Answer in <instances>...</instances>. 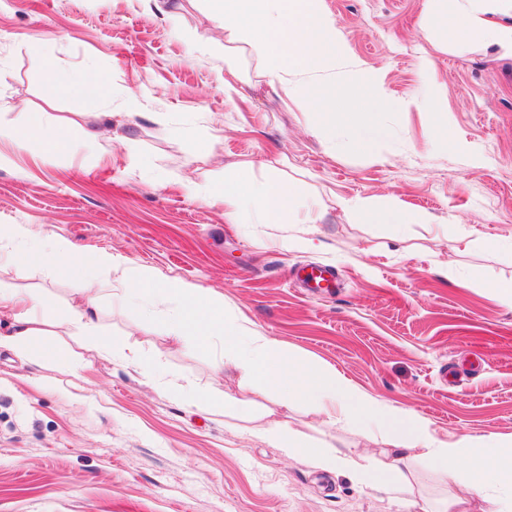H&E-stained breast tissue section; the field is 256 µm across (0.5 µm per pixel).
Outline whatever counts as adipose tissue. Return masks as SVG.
<instances>
[{"instance_id": "obj_1", "label": "adipose tissue", "mask_w": 512, "mask_h": 512, "mask_svg": "<svg viewBox=\"0 0 512 512\" xmlns=\"http://www.w3.org/2000/svg\"><path fill=\"white\" fill-rule=\"evenodd\" d=\"M217 23L224 26V72L237 77L233 53L242 49L254 54L270 85L279 86L289 100L316 115V129L326 139L371 151L386 136L371 111L392 108H426L445 112L440 93L427 101L388 99L378 75L353 63L340 25L323 7V0H206ZM425 35L437 37L440 45L483 44L512 58V0H427L420 21ZM349 65L354 85L366 89L362 115L337 120L328 103L311 94L312 74H333ZM47 84L54 94L80 93L90 106L103 104V75L87 67L76 72L59 70L53 55H46ZM37 137L49 145L65 141L66 130L41 116H28L13 125H0V139L24 145ZM250 163L226 169L218 184L202 185L187 179L185 195L224 211L228 224L299 223L297 188L278 178L250 176ZM345 208L356 220L406 227L430 224L425 212L410 213L397 202L384 204L371 198L346 201ZM15 241L41 244L42 267L49 272L60 265L90 263L95 282H76L77 302L65 317L54 320V328L65 333H91L92 346L110 352L108 340L96 336L98 300L108 290L120 298L156 296L175 308L168 334L180 346L198 345L212 337L224 339V355L214 365L217 375L232 373L247 389L262 388L280 394L286 402L303 403L333 425L361 428L375 426L388 437L390 448L384 460L368 464L355 459L350 449L334 445L313 446L279 427L260 430V437L282 448L286 455L305 454L325 470H345L358 484L394 499H404L409 488L403 468L410 459L422 461L443 483L465 482L487 505L486 512H512V439L464 436L449 443L436 437L421 417L398 411L368 397L335 368L316 364L284 348L273 337L262 334L245 319L227 315L224 298L211 290L181 281H160L148 268L128 264L113 254L101 252L85 257L66 238L48 235L45 228L13 224L0 228V252L11 254ZM44 299L36 293L0 287V316L11 321L9 331H0V348L29 354L30 343L42 338L38 353L44 360H58L59 353L43 328Z\"/></svg>"}]
</instances>
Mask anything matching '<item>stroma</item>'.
<instances>
[{
  "mask_svg": "<svg viewBox=\"0 0 512 512\" xmlns=\"http://www.w3.org/2000/svg\"><path fill=\"white\" fill-rule=\"evenodd\" d=\"M352 55L376 72L387 94L412 99L439 89L448 134L471 157L437 149L435 116L387 110L389 135L376 152L342 151L316 131L300 105L258 75L253 54L239 56L224 80V31L203 0H0V122H19L15 106L70 126L52 147L0 142V226H46L86 255L108 251L161 278L212 289L229 314L322 365L336 368L370 397L411 410L442 440L512 437V306L491 288L512 281V60L493 48L437 49L421 32L426 0H324ZM204 48L194 49L197 36ZM58 65L105 75L104 115L81 96L44 92V48ZM434 67L422 73L420 60ZM110 126L111 141L86 130ZM207 127L210 152L195 154L178 127ZM249 160L299 184L316 223L303 225L314 249L291 251L274 224H228L223 213L186 198L185 179H224ZM398 199L434 224L355 223L345 201ZM488 239L500 240L494 250ZM323 265L330 290L302 288L298 271ZM75 272L53 274L29 261L0 282L42 294L62 316ZM100 331L116 356L82 336L57 337L76 374L53 362L0 350V512H406L305 457L254 438L279 424L308 443L350 448L372 463L379 433L331 425L308 406H282L274 394L216 377L221 341L186 350L167 338L164 305L124 308L101 298ZM154 364L145 377L122 352ZM166 383L217 387L253 414L245 427L204 403L187 405ZM405 473L420 506L447 494L469 512L486 505L463 486H447L424 465Z\"/></svg>",
  "mask_w": 512,
  "mask_h": 512,
  "instance_id": "obj_1",
  "label": "stroma"
}]
</instances>
